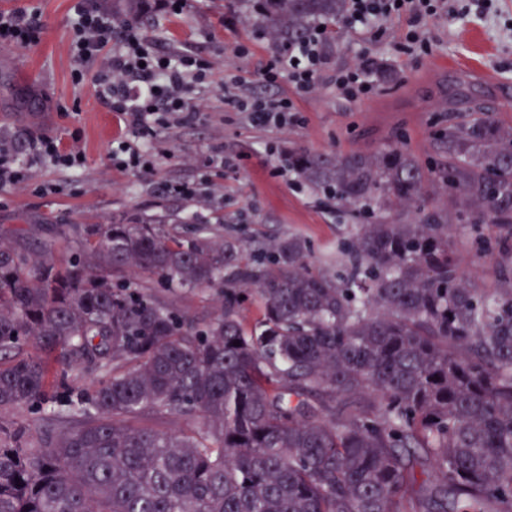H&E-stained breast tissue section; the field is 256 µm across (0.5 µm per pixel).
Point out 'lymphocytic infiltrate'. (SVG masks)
Segmentation results:
<instances>
[{"label": "lymphocytic infiltrate", "mask_w": 512, "mask_h": 512, "mask_svg": "<svg viewBox=\"0 0 512 512\" xmlns=\"http://www.w3.org/2000/svg\"><path fill=\"white\" fill-rule=\"evenodd\" d=\"M467 12V7L449 0H346L347 18L361 26L369 41L385 34L391 18L404 19V46L408 49L420 44V26L425 18ZM71 28L72 54L77 63L74 82H89L101 105L122 116L132 133L131 139L113 143L112 162L124 170L154 167L159 137L204 111L199 91L212 83L213 63L192 52L159 50L135 22L118 21L99 0H79ZM42 31L38 12H0V44L26 49L40 41ZM329 42L328 32L311 24L300 40L275 53L261 73L263 81L276 84L285 78L297 90L314 93L328 76L346 97L371 94L375 87L370 77L371 61L331 69ZM224 107L244 113L253 126L263 129L300 122L291 99L255 97L234 75L224 80ZM38 162L75 172L82 167L84 157L44 132L30 136L22 157L12 146L0 144V185L25 183L32 164Z\"/></svg>", "instance_id": "obj_1"}]
</instances>
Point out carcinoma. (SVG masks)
Listing matches in <instances>:
<instances>
[{
    "label": "carcinoma",
    "mask_w": 512,
    "mask_h": 512,
    "mask_svg": "<svg viewBox=\"0 0 512 512\" xmlns=\"http://www.w3.org/2000/svg\"><path fill=\"white\" fill-rule=\"evenodd\" d=\"M261 2L286 43L345 8ZM459 111L425 167L393 145L288 160L353 207L340 272L296 235L249 251L62 225L65 267L0 241V414L41 421H0V512H512V127L487 100ZM431 182L507 257L493 282L463 274L466 225L426 204ZM127 269L221 308L201 324L112 282ZM73 373L97 380L61 401Z\"/></svg>",
    "instance_id": "1"
}]
</instances>
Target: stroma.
<instances>
[{
    "instance_id": "35a3bbf8",
    "label": "stroma",
    "mask_w": 512,
    "mask_h": 512,
    "mask_svg": "<svg viewBox=\"0 0 512 512\" xmlns=\"http://www.w3.org/2000/svg\"><path fill=\"white\" fill-rule=\"evenodd\" d=\"M117 19L137 20L143 34L163 48L189 49L218 63L216 83L232 70L258 98H291L300 110L294 127L260 130L243 114L224 109L223 91L204 92L207 110L163 136L152 173L113 168L112 142L129 137L120 116L106 111L89 87L75 84L70 25L77 0H0V11L38 10L46 29L25 51L0 45V140L22 148L29 135L46 132L62 143L79 138L85 156L80 174L33 167L26 186L0 187V240L32 246L56 241V259L72 251L57 241L62 224H163L189 236L206 226L219 237L255 246L301 236L318 260L336 255L347 231L346 206L313 192L288 167L290 152L373 154L395 144L427 160L432 134L447 126L454 108L448 90L464 81L469 95L494 99L498 123L512 127V0H494L486 16L426 20L430 51L407 52L395 36L401 19L389 21L393 36L365 42L337 21L328 46L332 67L350 65L357 52L375 64V92L350 99L332 84L305 95L288 80L270 86L261 72L275 54L257 35L262 16L229 0H185L178 15L128 8L125 0H103ZM250 52L234 57L239 44ZM216 148L236 158L234 169L209 167ZM201 183L204 198L189 200L165 184Z\"/></svg>"
}]
</instances>
